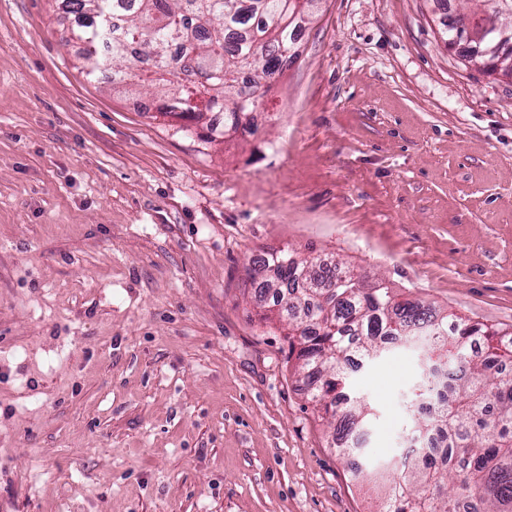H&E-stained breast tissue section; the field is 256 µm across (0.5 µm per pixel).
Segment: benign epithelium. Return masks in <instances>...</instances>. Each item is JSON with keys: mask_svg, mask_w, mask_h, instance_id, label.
<instances>
[{"mask_svg": "<svg viewBox=\"0 0 512 512\" xmlns=\"http://www.w3.org/2000/svg\"><path fill=\"white\" fill-rule=\"evenodd\" d=\"M455 34L448 40V45L460 50L469 61L478 64L489 73L512 79V26L509 24L488 28L482 33L475 31L471 18L459 14L454 23Z\"/></svg>", "mask_w": 512, "mask_h": 512, "instance_id": "benign-epithelium-1", "label": "benign epithelium"}]
</instances>
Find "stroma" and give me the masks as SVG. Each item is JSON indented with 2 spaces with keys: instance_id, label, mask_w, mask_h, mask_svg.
<instances>
[{
  "instance_id": "35a3bbf8",
  "label": "stroma",
  "mask_w": 512,
  "mask_h": 512,
  "mask_svg": "<svg viewBox=\"0 0 512 512\" xmlns=\"http://www.w3.org/2000/svg\"><path fill=\"white\" fill-rule=\"evenodd\" d=\"M436 0H319L253 135L90 80L0 0V512H372L246 275L292 248L512 335V81ZM419 353L352 375L400 457Z\"/></svg>"
}]
</instances>
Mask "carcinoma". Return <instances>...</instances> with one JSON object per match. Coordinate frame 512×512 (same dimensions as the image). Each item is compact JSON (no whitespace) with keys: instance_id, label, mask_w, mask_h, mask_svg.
Wrapping results in <instances>:
<instances>
[{"instance_id":"cac0c4a2","label":"carcinoma","mask_w":512,"mask_h":512,"mask_svg":"<svg viewBox=\"0 0 512 512\" xmlns=\"http://www.w3.org/2000/svg\"><path fill=\"white\" fill-rule=\"evenodd\" d=\"M313 0H66L84 44L86 76L112 69L155 90L159 114L200 121L179 73L204 70L208 110L227 132L252 129L256 104L297 58L301 7ZM264 319L288 325L287 363L308 399L336 418L333 440L353 476L372 481L359 433L375 407L349 390L346 366L375 362L390 341L420 343L426 370L412 399L410 455L372 512H512V339L431 304L400 299L343 262L280 250L249 269ZM477 340L470 342V337Z\"/></svg>"}]
</instances>
